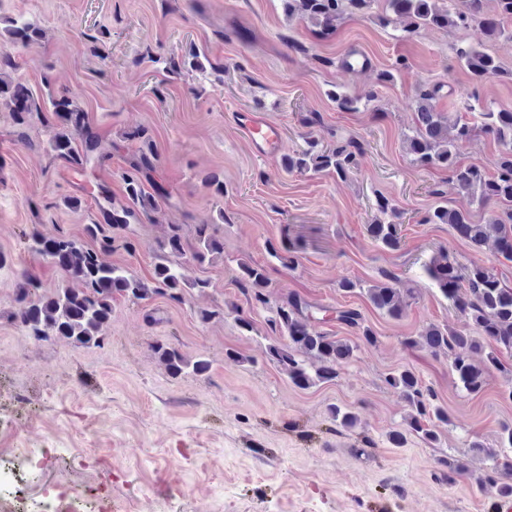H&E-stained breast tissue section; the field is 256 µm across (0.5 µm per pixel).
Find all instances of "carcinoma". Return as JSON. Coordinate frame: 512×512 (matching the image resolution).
<instances>
[{"label":"carcinoma","instance_id":"cac0c4a2","mask_svg":"<svg viewBox=\"0 0 512 512\" xmlns=\"http://www.w3.org/2000/svg\"><path fill=\"white\" fill-rule=\"evenodd\" d=\"M288 16H297L320 28L325 33L332 30L345 13L363 14L375 0H283ZM386 10L409 19L406 33L413 34L421 28L448 29L479 24L491 38L512 39V28L505 27L512 20V0H497V13L484 11V0H384ZM8 39L27 44L43 38L42 29L31 24L13 23L7 29ZM456 58L468 71L471 89L466 93L467 104L473 114L469 121L448 123L445 113L437 109L436 100L440 86L423 83L418 87L419 109L412 134L404 135L406 150L419 167H439L448 171L449 177L468 199L469 204L489 209L493 216L482 224L474 220L469 208H448L437 205L422 218L425 224H446L454 235L468 241L476 248L482 247L489 234L497 243L498 262L512 263V110L495 111L477 104L479 88L489 78L500 74V66L494 57L472 46L456 49ZM14 68L9 54L0 53V97L9 98L8 106L13 121L26 125L32 115L42 111L29 88L20 81H6L5 69ZM330 98L342 111H356L361 101H371L375 92L366 97L352 96L343 91L330 93ZM49 103L56 117L50 146L55 156L84 171L104 158L101 142L89 129L87 113L73 98H50ZM483 134L499 147L495 170L489 174L475 165L461 163L457 156L460 144ZM131 137L144 139L148 152L141 153L133 165V172L124 176L125 192L129 205L106 213L105 223L88 224L85 234L95 242L89 247L73 238L58 234L48 235L36 229L28 237V248L50 267L63 276L81 283V288H63L45 296L37 293L38 280L24 275L16 283V300L20 304L17 321L28 334L43 340L53 335L71 343L90 347L98 346L112 317V300L115 296L145 300L154 294H165L174 301L183 298L186 284L172 264V258L185 254L184 243L178 228L173 227L155 248L156 262L151 281L126 274L120 268L106 263L101 254L112 250V231L123 230L138 223L156 209L162 188L155 193L145 190L138 173L150 165L154 155L153 145L146 139L143 129L131 133ZM363 153L361 144L353 139H339L332 148H321L316 140L306 141V148L296 157L288 159L289 171H334L346 177L359 164ZM381 218L367 225V233L380 246L396 250L401 244L400 224L395 219L400 211L388 198L377 201ZM198 247L192 258L203 261L224 253V240L209 232V225L202 224L197 230ZM428 276L441 292L451 299L467 324L464 330H451L431 324L420 333L419 339L408 338L407 344L420 345L434 354L453 355L452 371L462 388L469 393L482 390L490 367L501 365V350L512 351V288L503 284L489 267L474 262L461 268L451 260L448 252L441 250L425 265ZM382 280L369 286L366 295L375 309L399 319L405 311L403 293L411 290L400 288L398 278L391 272H381ZM237 287L258 304L268 303L264 288L267 277L262 268L248 263L239 266L235 278ZM310 305L297 295L288 296L285 304L276 308L271 324L288 337V344L269 347L272 360L288 371V377L301 389L318 383L333 382L344 364L354 356L357 345L318 332L311 325L314 320ZM336 320L355 329L366 345L377 343L375 332L365 325L364 318L356 309L336 311ZM486 353L485 360L477 362L474 356ZM154 353L166 371L180 375L190 366L198 374L210 369L206 359L188 362L183 354L168 344H158ZM307 356L315 360L308 364L301 360ZM390 386L400 390L411 407L407 419L408 430L421 435L422 439L438 440L434 422L448 424V411L435 403V394L422 385L421 379L411 370H401L387 378ZM333 420L345 428L358 424L357 415L345 408L333 405L329 408ZM491 474L488 484L492 501L489 509L497 510V499L512 496V427L502 429L500 450L491 455Z\"/></svg>","mask_w":512,"mask_h":512}]
</instances>
